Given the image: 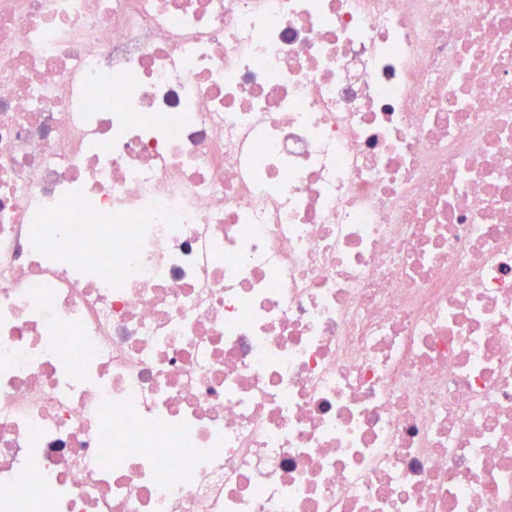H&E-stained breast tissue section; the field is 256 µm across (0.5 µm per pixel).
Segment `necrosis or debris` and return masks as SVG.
<instances>
[{"mask_svg": "<svg viewBox=\"0 0 512 512\" xmlns=\"http://www.w3.org/2000/svg\"><path fill=\"white\" fill-rule=\"evenodd\" d=\"M0 512H512V0H0Z\"/></svg>", "mask_w": 512, "mask_h": 512, "instance_id": "obj_1", "label": "necrosis or debris"}]
</instances>
